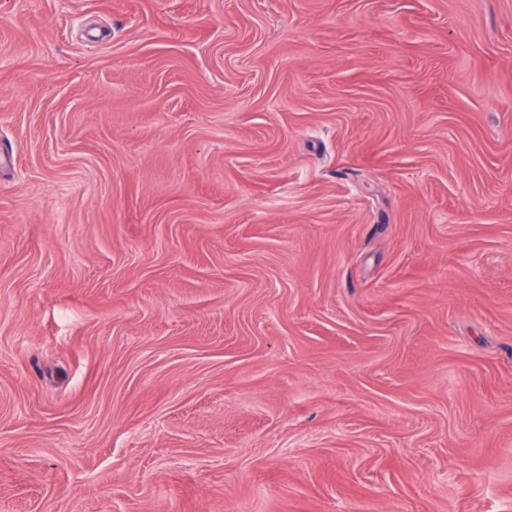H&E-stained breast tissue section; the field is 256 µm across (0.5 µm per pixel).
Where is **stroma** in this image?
<instances>
[{"label":"stroma","mask_w":512,"mask_h":512,"mask_svg":"<svg viewBox=\"0 0 512 512\" xmlns=\"http://www.w3.org/2000/svg\"><path fill=\"white\" fill-rule=\"evenodd\" d=\"M0 512H512V0H0Z\"/></svg>","instance_id":"35a3bbf8"}]
</instances>
